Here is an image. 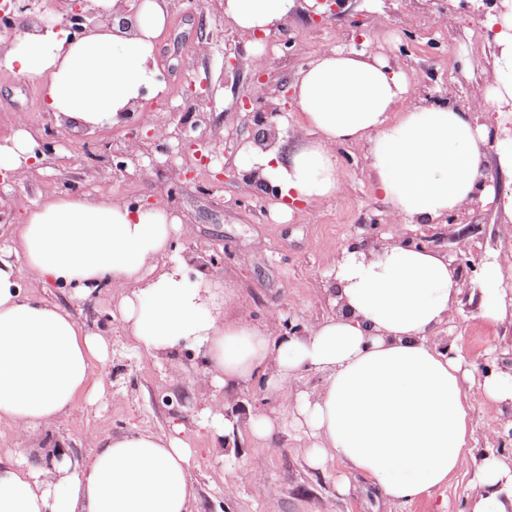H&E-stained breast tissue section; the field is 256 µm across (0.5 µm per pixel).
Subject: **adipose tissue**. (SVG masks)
I'll use <instances>...</instances> for the list:
<instances>
[{
  "label": "adipose tissue",
  "mask_w": 512,
  "mask_h": 512,
  "mask_svg": "<svg viewBox=\"0 0 512 512\" xmlns=\"http://www.w3.org/2000/svg\"><path fill=\"white\" fill-rule=\"evenodd\" d=\"M298 0H224L229 24L279 31ZM168 0H143L129 30L101 27L82 38L37 30L18 34L0 68L43 85L57 120L85 128L117 126L144 92L164 94L154 59L167 26ZM495 29V79L479 93L494 109L512 104V10L488 14ZM408 74L371 46L319 52L294 84L311 140L294 147L244 144L243 174L259 172L278 190L272 210L315 209L341 187L336 148L367 142L375 188L395 224H439L481 200L512 216V192L485 185L489 132L470 113L411 100ZM27 130L0 142V170L23 176L37 162ZM183 233L163 207L143 209L116 197L65 193L28 213L14 238L0 242V426L19 434L63 423L82 397L102 390L109 338L73 312L29 291L53 283L83 301L100 288L121 289L118 310L129 343L155 365L192 347L197 381L224 393L225 411L201 410L217 453L235 455L243 434L272 441L276 415L240 418L231 404L254 378L278 389L307 372L322 385L299 394L294 420L313 440L312 466L338 459L372 481L389 501L407 504L449 479L473 453L472 405L453 349L430 341L451 319L462 293L447 257L404 243H349L328 273L335 309L296 335L226 313L233 292L206 272L188 276L177 247ZM512 251L488 256L480 274V314L512 318L502 286ZM93 454L74 456L64 441L33 460L0 452V512H194V450L180 428L91 437ZM474 512H512V467L494 453L474 470Z\"/></svg>",
  "instance_id": "adipose-tissue-1"
}]
</instances>
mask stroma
Returning <instances> with one entry per match:
<instances>
[{"label": "stroma", "instance_id": "35a3bbf8", "mask_svg": "<svg viewBox=\"0 0 512 512\" xmlns=\"http://www.w3.org/2000/svg\"><path fill=\"white\" fill-rule=\"evenodd\" d=\"M505 0H381L379 24H367L368 0H343L321 23H313L309 9L289 19L283 31L266 39L271 52L263 68L252 64L249 42L239 46L240 64H224L231 28L221 14L205 11L185 14L179 0H169V19L156 47L157 67L165 73L164 97H147L140 106L143 130L155 127L156 109L166 102L189 109L191 86L209 84L205 110L207 124L195 137L218 136L224 145L222 162L235 169L241 146L252 141L257 127L243 108L255 100L257 111L278 103L276 87L292 89L301 69L321 49L366 35L382 48L394 66L414 78L413 95L421 103L443 98L477 117L480 124H500L475 87L494 81V38L485 24L489 9H502ZM454 25H445L447 16ZM40 136H57L53 156L38 163L25 178L0 176V233L11 234L35 204L62 192L90 196L112 195L128 202L151 201L169 208L185 230L181 249L193 256L222 255L223 263L209 267L210 276L235 288L232 312L274 332L287 325L308 326L332 313L325 274L336 263L348 241L361 235L364 224L377 223L379 239L396 230L389 207L375 190L364 143L337 146L336 159L342 187L314 212L296 206L290 220L272 219L270 193L242 177L215 181L207 175L186 179L178 168L157 155L151 178L133 173L115 175L114 151L127 145L123 126L78 128L58 122L47 112L42 85L22 81L0 69V140L12 137L19 125ZM454 224H417L411 236L444 237L454 250V235L471 238V249L461 262L460 280L469 298L458 306L450 322L437 327L434 341L452 342L465 370L481 376L483 369L499 373V363L512 354V323L488 324L473 296L478 292L479 267L487 254L512 250V219L493 206L464 207ZM38 295L68 306L81 325L110 338V375L103 393L94 401H79L59 428L73 455L86 458L93 449L91 436L106 437L130 430L164 432L177 422L193 436L196 450L192 471L197 491V512H472L479 489L474 484L473 462L452 476L447 486L432 490L408 505L388 501L366 478L347 474L339 460L321 469L308 462L310 439L295 426L281 430L271 442L245 440L234 457L219 459L209 435L196 424L198 398L204 389L196 381L193 348L174 354L166 371L140 360L129 345L120 321L102 325L103 315L115 308L118 289L109 287L82 302L72 301L68 289L57 285L38 288ZM321 373L310 372L289 380L276 391L263 380L247 384L241 402L254 412L281 415L293 409L299 392L322 384ZM474 445L477 450L497 447L490 429L512 426V409L481 396L473 398ZM261 473H254V466ZM348 475L351 491L342 496L336 481Z\"/></svg>", "mask_w": 512, "mask_h": 512}]
</instances>
